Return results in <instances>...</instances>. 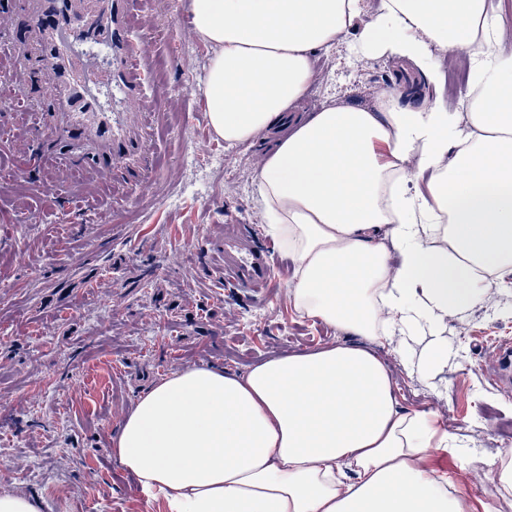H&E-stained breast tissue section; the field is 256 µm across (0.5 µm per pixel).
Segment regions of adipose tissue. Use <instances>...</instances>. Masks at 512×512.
I'll use <instances>...</instances> for the list:
<instances>
[{"instance_id":"obj_1","label":"adipose tissue","mask_w":512,"mask_h":512,"mask_svg":"<svg viewBox=\"0 0 512 512\" xmlns=\"http://www.w3.org/2000/svg\"><path fill=\"white\" fill-rule=\"evenodd\" d=\"M192 0L213 54L201 81L227 147L282 125L257 176L269 233L295 262L288 299L303 317L375 341L389 330L434 340L442 319L512 286V11L488 0ZM354 36L361 51L410 62L438 82L431 47L466 52L459 112L409 103L403 85L375 107L292 106L318 50ZM429 174L411 188L408 165ZM398 264H390V252ZM469 451L433 412L403 408L388 367L362 346L325 345L238 374L189 367L137 399L112 455L166 512H477L423 466Z\"/></svg>"}]
</instances>
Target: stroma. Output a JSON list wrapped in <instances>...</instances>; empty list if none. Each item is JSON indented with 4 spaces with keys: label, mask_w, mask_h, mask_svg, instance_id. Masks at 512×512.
<instances>
[{
    "label": "stroma",
    "mask_w": 512,
    "mask_h": 512,
    "mask_svg": "<svg viewBox=\"0 0 512 512\" xmlns=\"http://www.w3.org/2000/svg\"><path fill=\"white\" fill-rule=\"evenodd\" d=\"M191 0H133L134 39L154 115L149 172L133 187H99L54 126L55 93L33 54V0H0V492L43 498L44 512H166L112 457V437L137 397L162 377L220 365L246 373L266 359L326 344L367 346L389 367L402 407L433 411L472 452L469 465L426 460L472 502L512 512L497 481L512 455V389L489 379L491 349L512 341V288L445 320V361L412 375L428 337L380 345L300 317L288 302L293 264L272 244L275 281L252 295L225 282L211 238L235 220L259 237L266 223L257 174L266 142L225 148L199 88L211 49L193 35ZM443 89L393 57L344 38L319 51L312 111L333 101L370 105L392 84L449 109L467 84L465 52L434 49ZM196 152V168L183 162Z\"/></svg>",
    "instance_id": "1"
}]
</instances>
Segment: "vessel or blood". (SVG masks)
Wrapping results in <instances>:
<instances>
[{
    "instance_id": "b4317fda",
    "label": "vessel or blood",
    "mask_w": 512,
    "mask_h": 512,
    "mask_svg": "<svg viewBox=\"0 0 512 512\" xmlns=\"http://www.w3.org/2000/svg\"><path fill=\"white\" fill-rule=\"evenodd\" d=\"M30 22L59 101V132L85 153L138 165L142 143L131 108L144 100L143 69L131 61L127 0H35ZM212 251L226 281L254 294L271 287V251L241 225H225Z\"/></svg>"
}]
</instances>
